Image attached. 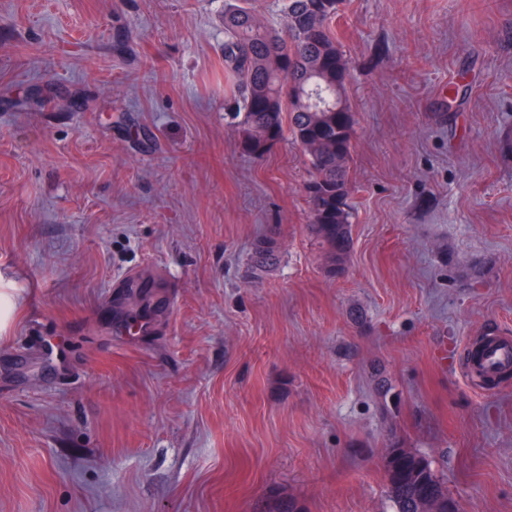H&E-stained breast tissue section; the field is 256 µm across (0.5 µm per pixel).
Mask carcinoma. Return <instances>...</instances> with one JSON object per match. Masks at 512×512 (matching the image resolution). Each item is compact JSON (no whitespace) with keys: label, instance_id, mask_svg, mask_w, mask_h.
Returning a JSON list of instances; mask_svg holds the SVG:
<instances>
[{"label":"carcinoma","instance_id":"1","mask_svg":"<svg viewBox=\"0 0 512 512\" xmlns=\"http://www.w3.org/2000/svg\"><path fill=\"white\" fill-rule=\"evenodd\" d=\"M341 0H283L285 24L263 21L251 0H224V67L243 110L244 152L260 158L288 132L308 156L313 172L306 190L310 230L325 250L326 272L342 274L352 249L348 169L353 112L345 94L350 70L331 31ZM277 259V244H255L253 268ZM394 512H419L435 497L448 512L442 479L422 456L392 448L385 462Z\"/></svg>","mask_w":512,"mask_h":512}]
</instances>
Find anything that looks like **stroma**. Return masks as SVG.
<instances>
[{"mask_svg": "<svg viewBox=\"0 0 512 512\" xmlns=\"http://www.w3.org/2000/svg\"><path fill=\"white\" fill-rule=\"evenodd\" d=\"M223 11L0 0V512H393L391 448L512 512V377L464 378L512 338V0H343L340 277L303 150L242 149ZM277 244L272 239L259 240L254 247L252 255L253 268L262 271L273 264L277 259Z\"/></svg>", "mask_w": 512, "mask_h": 512, "instance_id": "obj_1", "label": "stroma"}]
</instances>
